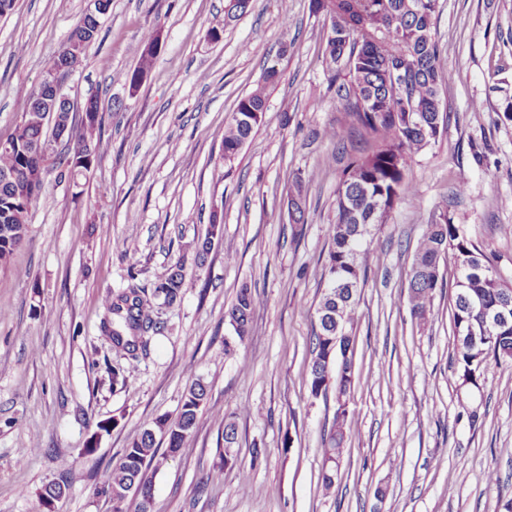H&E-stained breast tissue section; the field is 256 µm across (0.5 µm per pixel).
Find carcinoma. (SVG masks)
Here are the masks:
<instances>
[{"label":"carcinoma","instance_id":"cac0c4a2","mask_svg":"<svg viewBox=\"0 0 512 512\" xmlns=\"http://www.w3.org/2000/svg\"><path fill=\"white\" fill-rule=\"evenodd\" d=\"M438 0H314L312 8L329 21L334 39H326L324 55L337 70H345L348 80L336 86V96L345 101V110L366 130L374 147L366 156L351 161L336 188V221L330 228V249L325 272L328 280L317 311H331L336 302L345 304L342 316H319L311 336L309 386L313 395L329 389L336 397L346 396L354 378L353 339L350 333L358 288L377 258L371 234L364 225L374 226L389 215L395 202L414 190L409 176L414 157L436 142L444 125L440 90L451 81L439 66L441 47L433 30ZM101 18L83 12L65 43L52 58L58 65L77 53L86 57L95 43ZM158 33L150 31L138 48V62L125 75L128 84L136 83L141 72L150 69L154 56L147 48ZM279 80L276 67L266 68L261 82L238 100L234 112L224 123L222 146L224 162L238 158L244 145L260 124L256 114L267 109L268 91ZM53 93L46 78L38 87L17 101L20 121L6 138L9 147H0V269L7 268L15 252L28 239L29 216L40 199L46 176L57 171L61 179L73 184L90 172L78 160L87 151L101 158L102 127L105 112L97 97L91 96L83 110L94 114L87 124L73 123L63 109L48 117L37 92ZM66 150L59 152L58 143ZM308 183L294 180L288 201L295 205L293 222L307 223ZM218 211L211 215L205 236L189 244L198 267H203L221 229ZM456 273L452 321L457 337V375L463 385L478 386L488 359L512 362V322L487 339H466L469 330L481 329L490 314L512 302V288L501 283L485 262L483 252L463 234L458 225L436 219L424 225L413 255L408 281L411 314L421 323L428 320L436 291L444 287L441 264ZM185 287L182 261L173 262L156 277L152 286H131L105 300V307L116 316L106 329L112 345L136 357L151 341L149 332L162 331L153 319L154 309L172 306L181 299ZM255 302L251 288L244 285L235 301L224 311L239 341L251 332ZM341 363H331L336 354ZM208 396V384L198 377L190 384L177 416H162L143 429L124 449L106 492L112 496L113 512H124L128 498L138 501L137 512H153L152 477L149 469L157 461L156 436L166 440L167 455L180 451L196 430L198 414ZM346 411L334 418L324 448L321 484L329 490L335 484L338 462L345 441Z\"/></svg>","mask_w":512,"mask_h":512}]
</instances>
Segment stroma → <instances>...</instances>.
<instances>
[{
    "instance_id": "stroma-1",
    "label": "stroma",
    "mask_w": 512,
    "mask_h": 512,
    "mask_svg": "<svg viewBox=\"0 0 512 512\" xmlns=\"http://www.w3.org/2000/svg\"><path fill=\"white\" fill-rule=\"evenodd\" d=\"M226 3L112 0L63 81L75 107L99 96L104 153L79 183L48 175L28 240L0 271V512H112L105 487L124 448L156 418L176 417L197 377L208 399L195 433L153 474L155 512H504L512 366L488 363L480 388L461 385L454 271L443 267L423 325L410 312L407 274L425 224L444 212L512 286V121L499 110L512 97V0H439V65L452 76L441 89L446 120L412 163L414 191L373 231L381 261L358 290L355 382L341 404L312 395L309 341L336 185L371 140L335 94L327 25L311 0H252L210 41ZM86 6L17 0L0 18V139L17 123L19 92L38 85ZM152 28L161 48L133 93L124 75ZM271 65L280 78L263 120L225 164L224 123ZM298 175L313 178L299 233L286 205ZM216 209L224 223L200 268L188 244ZM176 260L181 300L159 310L163 331L125 365L127 385L113 383L121 356L104 332L105 296L150 286ZM244 285L252 329L228 349L224 311ZM341 405L346 443L326 491L323 448ZM229 414L238 424L230 450ZM209 473L213 482L199 486ZM62 480L65 496L45 503L42 488Z\"/></svg>"
}]
</instances>
